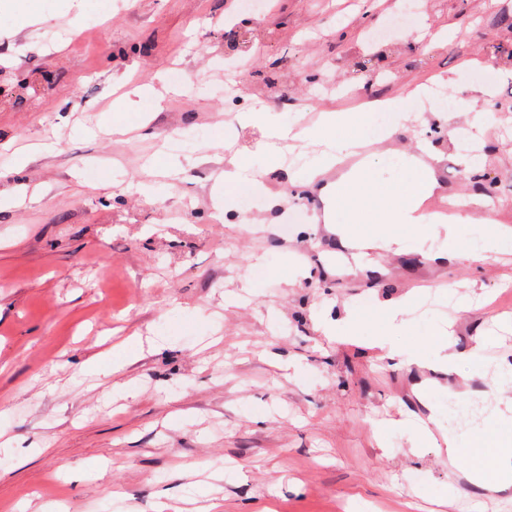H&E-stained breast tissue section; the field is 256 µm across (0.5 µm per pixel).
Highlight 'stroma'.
I'll use <instances>...</instances> for the list:
<instances>
[{
	"instance_id": "1",
	"label": "stroma",
	"mask_w": 512,
	"mask_h": 512,
	"mask_svg": "<svg viewBox=\"0 0 512 512\" xmlns=\"http://www.w3.org/2000/svg\"><path fill=\"white\" fill-rule=\"evenodd\" d=\"M34 25L0 12V512H471L447 505V434L475 437L477 419L448 385L470 366L415 364L444 319L435 293L470 304L453 326L459 348L486 333L512 342V253L485 265H442L426 254L445 235L407 238L359 268L335 235L313 226L321 184L299 182L281 157L258 152L256 127L228 114L266 109L270 122L311 125L351 96L325 84L394 97L448 81L430 105L456 109L457 90L491 84L497 117L484 134L483 168L466 175L461 150L410 103L401 121L373 124V176H396V152L433 143L449 201L492 194L493 219L512 225V0H26ZM450 31L425 48L421 25ZM45 79L43 94L21 85ZM170 90L122 113L133 132L97 131L117 98ZM398 133H391L392 125ZM27 151L25 167L16 154ZM262 172L242 193L219 187L225 160ZM166 180L165 198L138 184ZM282 201L269 208L268 193ZM309 213L276 233L298 202ZM224 220H215L216 207ZM408 298L405 335L374 343L383 303ZM350 317L328 339L316 313ZM123 368L83 379L84 362L136 337ZM494 406L491 382L470 381ZM132 385L135 397L118 386ZM429 391L430 404L420 395ZM424 421L436 445L411 455Z\"/></svg>"
}]
</instances>
